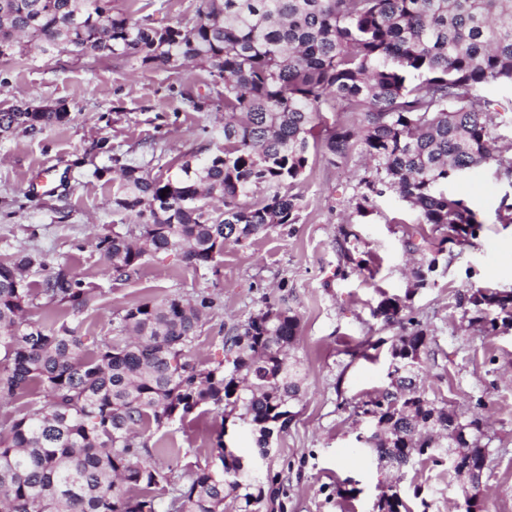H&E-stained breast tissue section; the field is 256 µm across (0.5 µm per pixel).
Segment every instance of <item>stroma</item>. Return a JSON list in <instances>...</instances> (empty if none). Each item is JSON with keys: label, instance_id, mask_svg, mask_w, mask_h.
<instances>
[{"label": "stroma", "instance_id": "1", "mask_svg": "<svg viewBox=\"0 0 512 512\" xmlns=\"http://www.w3.org/2000/svg\"><path fill=\"white\" fill-rule=\"evenodd\" d=\"M195 4L113 0L115 8L156 26L192 23ZM207 80L197 68H132L66 53H34L21 67L0 62V110L51 102L71 117L35 134H0V258L26 250L66 265L87 288L103 292L101 309L83 324L89 349L106 335L111 318L136 301L217 296L219 305L191 349L206 366L223 359L222 336L256 313L264 298L290 293L300 317L291 357L300 363L302 397L263 463L279 489L264 512H373L392 483L411 512H465L463 482L447 462L428 459L399 470L371 448L376 421L366 409L390 383L391 342L401 333L372 311L383 296L401 298L430 331L422 356L428 395L481 425L488 457L476 494L483 512H512V329L486 334L457 301L469 288L512 291V223L497 216L507 187L488 173L448 186L481 224L477 237L459 246L445 242L444 231L414 223L412 210L391 192L373 197L368 214L360 215L366 167L360 152L332 164L318 146L298 187V223L225 246L212 266L159 254L146 256L130 279L106 274L92 239L131 218L113 210L112 185L95 169L111 167L116 154L142 165L156 156L170 161L223 148V110L211 105L197 112L181 97L206 95ZM204 126L211 137L201 135ZM346 229L355 239L344 253L338 242ZM408 239L438 253L426 287L416 285L420 257L405 251ZM144 437L163 469L205 464L221 441L242 455L255 446L237 416L212 413Z\"/></svg>", "mask_w": 512, "mask_h": 512}]
</instances>
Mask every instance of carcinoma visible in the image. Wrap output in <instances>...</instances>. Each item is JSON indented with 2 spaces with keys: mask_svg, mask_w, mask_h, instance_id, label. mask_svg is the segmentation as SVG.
Instances as JSON below:
<instances>
[{
  "mask_svg": "<svg viewBox=\"0 0 512 512\" xmlns=\"http://www.w3.org/2000/svg\"><path fill=\"white\" fill-rule=\"evenodd\" d=\"M191 27L152 26L115 12L112 0H0V61L20 63L36 49L74 45L117 65L208 73L224 110V148L183 157L166 177L112 162V204L137 219L97 237L117 279L136 275L146 256L176 252L191 266L216 261L228 243L245 244L276 226L296 224L303 209L294 188L309 166V143L328 162L358 146L372 162L358 211L370 196L398 194L415 223L448 231L460 243L478 221L448 182L478 170L512 187V157L499 147L493 101L475 92H512V0H197ZM326 112H357L359 125L328 123ZM70 121L66 108L0 110V133H36ZM168 193H163V190ZM186 196L198 205L184 207ZM42 271L39 287L28 282ZM103 294L67 266L19 253L0 259V405L23 408L0 425V512H156L158 487L173 494L171 512H261L279 489H264L255 460L270 453L274 431L293 419L300 396L297 363L287 351L300 319L282 296L224 337V360L203 366L190 354L218 306L210 295L144 300L118 315L97 350H85L84 316ZM54 304L66 319L34 323L35 304ZM459 304L485 331L512 327V292L469 289ZM406 305L383 298L373 316L397 324L390 385L372 411L379 460L401 468L446 459L477 489L487 462L480 428L448 443L463 421L437 406L421 385L427 330L405 325ZM43 400L29 399L34 391ZM236 414L255 433L245 457L218 442L205 466L182 474L150 462L139 429L159 431L198 409ZM377 512H410L389 489Z\"/></svg>",
  "mask_w": 512,
  "mask_h": 512,
  "instance_id": "carcinoma-1",
  "label": "carcinoma"
}]
</instances>
